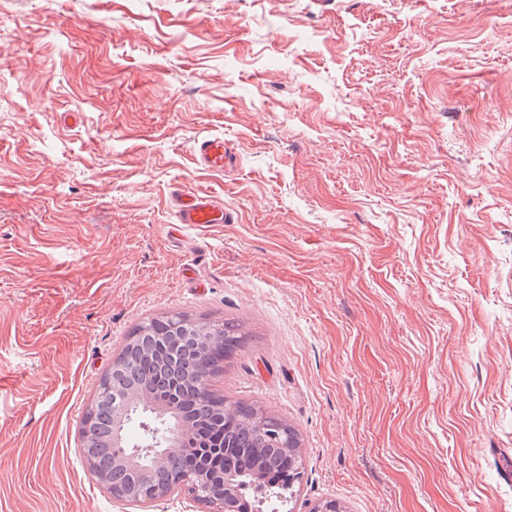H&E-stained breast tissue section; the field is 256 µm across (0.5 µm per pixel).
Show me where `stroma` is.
<instances>
[{
  "mask_svg": "<svg viewBox=\"0 0 512 512\" xmlns=\"http://www.w3.org/2000/svg\"><path fill=\"white\" fill-rule=\"evenodd\" d=\"M165 313L245 324L293 512H512V0H0V512H125L80 421ZM195 152L199 164L209 170L226 171L237 164V155L224 137L214 136L198 141ZM178 222L182 224H234L238 215L223 199L179 188L173 195Z\"/></svg>",
  "mask_w": 512,
  "mask_h": 512,
  "instance_id": "stroma-1",
  "label": "stroma"
}]
</instances>
